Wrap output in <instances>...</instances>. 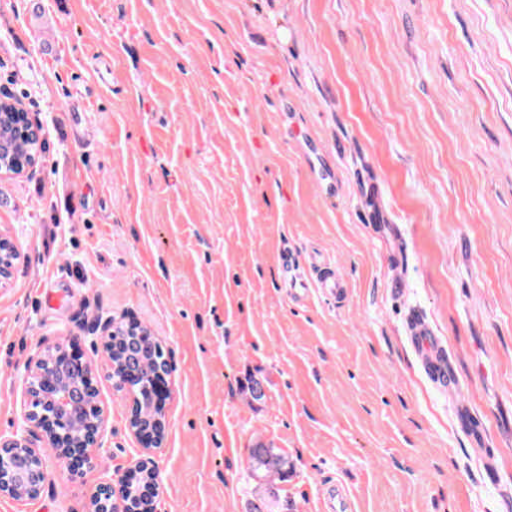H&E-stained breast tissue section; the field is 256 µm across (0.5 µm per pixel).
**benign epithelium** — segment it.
<instances>
[{
	"label": "benign epithelium",
	"mask_w": 512,
	"mask_h": 512,
	"mask_svg": "<svg viewBox=\"0 0 512 512\" xmlns=\"http://www.w3.org/2000/svg\"><path fill=\"white\" fill-rule=\"evenodd\" d=\"M21 117V112H2L0 123L15 128L24 139L40 135L39 125L29 128L25 122L16 123ZM20 258L11 236L0 231V284L13 277ZM119 324L124 325L126 335L150 352L160 344L150 328L133 317L106 316L96 322L92 333L96 335L97 353L107 367V377L117 386L128 387L139 372L124 359L114 360L111 336ZM34 376L44 381L41 399L53 410L52 417L37 416L29 407V382ZM91 394H98L95 362L82 357L70 339L45 344L25 364L16 428L8 436L0 435V461L8 463L7 469H0V498L36 500L47 482L45 456L49 453L66 464L75 477L81 476L84 467L103 453L108 415L99 403L95 404V412L89 413L87 400ZM127 427L145 456L163 447L167 436L165 404L155 401L146 407L129 399ZM135 476L144 479L147 487L137 500V508L127 502L129 482ZM158 484L157 467L145 457L125 469L108 470L91 496L89 512H162L161 501L155 496Z\"/></svg>",
	"instance_id": "obj_1"
}]
</instances>
